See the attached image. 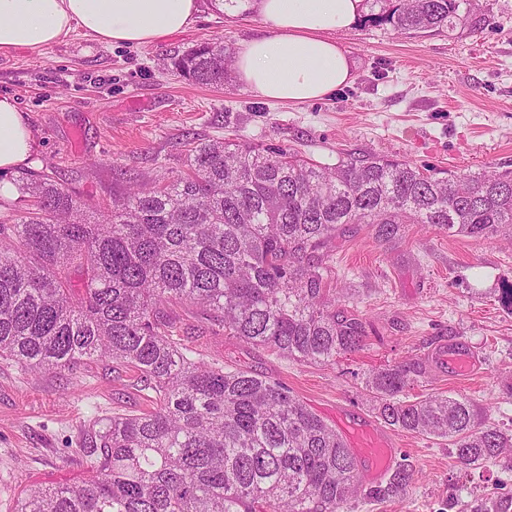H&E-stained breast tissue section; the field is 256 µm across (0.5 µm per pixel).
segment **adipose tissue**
Returning <instances> with one entry per match:
<instances>
[{"label": "adipose tissue", "mask_w": 512, "mask_h": 512, "mask_svg": "<svg viewBox=\"0 0 512 512\" xmlns=\"http://www.w3.org/2000/svg\"><path fill=\"white\" fill-rule=\"evenodd\" d=\"M364 10V0H260L271 31L240 43L238 82L282 103L323 99L354 78L355 62L335 34ZM199 11L198 0H0V53L41 51L78 29L104 47L139 46L185 31ZM34 150L25 110L0 95V171L29 163Z\"/></svg>", "instance_id": "1"}]
</instances>
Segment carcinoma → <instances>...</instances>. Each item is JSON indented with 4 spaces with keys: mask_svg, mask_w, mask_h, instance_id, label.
I'll return each instance as SVG.
<instances>
[{
    "mask_svg": "<svg viewBox=\"0 0 512 512\" xmlns=\"http://www.w3.org/2000/svg\"><path fill=\"white\" fill-rule=\"evenodd\" d=\"M373 4L371 23L406 33L448 27L461 0ZM172 65L218 86L232 59L203 42ZM18 190L24 205L0 201V359L57 373L117 361L154 397L97 423L80 481L32 488L17 512H341L364 479L336 430L281 383L179 346L167 308L190 304L226 336L330 364L371 332L332 288V242L352 225H371L385 245L406 224L482 241L512 234V170L440 177L372 153L329 165L247 141L198 142L186 170L154 185L134 177L99 213L45 172ZM413 374L404 362L366 378L386 424L447 440L463 466L512 443L466 398H401ZM410 478L401 465L366 496L398 495Z\"/></svg>",
    "mask_w": 512,
    "mask_h": 512,
    "instance_id": "1",
    "label": "carcinoma"
}]
</instances>
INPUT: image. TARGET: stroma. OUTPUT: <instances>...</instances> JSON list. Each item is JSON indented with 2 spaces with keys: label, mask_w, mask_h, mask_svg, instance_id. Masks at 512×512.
I'll list each match as a JSON object with an SVG mask.
<instances>
[{
  "label": "stroma",
  "mask_w": 512,
  "mask_h": 512,
  "mask_svg": "<svg viewBox=\"0 0 512 512\" xmlns=\"http://www.w3.org/2000/svg\"><path fill=\"white\" fill-rule=\"evenodd\" d=\"M470 2V14L441 32L400 35L362 20L337 33L356 63L352 83L300 106L262 99L234 78L206 87L173 71V57L197 44L218 41L233 53L268 33L259 11L245 16L213 0H201L191 28L149 45L107 48L77 31L41 53H1L0 93L26 111L36 150L0 181L48 170L76 201L103 208L130 177L183 170L192 143L218 138L329 164L371 152L442 172L512 170V0ZM332 265L336 287L371 325L366 346L335 364L284 359L187 311L173 339L204 359L277 380L331 425L341 411L377 421L366 377L413 360L421 372L408 399L462 396L512 433V307L501 299L512 285V238L479 242L409 224L399 243L383 246L360 224L336 241ZM445 342L476 352L480 376L442 370L434 355ZM145 406L136 372L111 361H86L69 375L0 360V512H16L31 484L82 476L91 466L81 452L87 430ZM384 431L411 482L384 500L355 493L344 512H481L492 497L512 512V447L465 468L447 442Z\"/></svg>",
  "instance_id": "1"
}]
</instances>
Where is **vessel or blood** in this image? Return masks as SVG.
<instances>
[{"instance_id": "b4317fda", "label": "vessel or blood", "mask_w": 512, "mask_h": 512, "mask_svg": "<svg viewBox=\"0 0 512 512\" xmlns=\"http://www.w3.org/2000/svg\"><path fill=\"white\" fill-rule=\"evenodd\" d=\"M442 361L460 377L474 374L476 358L460 347H451L441 353ZM337 423L352 452L365 463L366 479L381 482L392 470L396 458V444L370 421L355 416H338Z\"/></svg>"}]
</instances>
